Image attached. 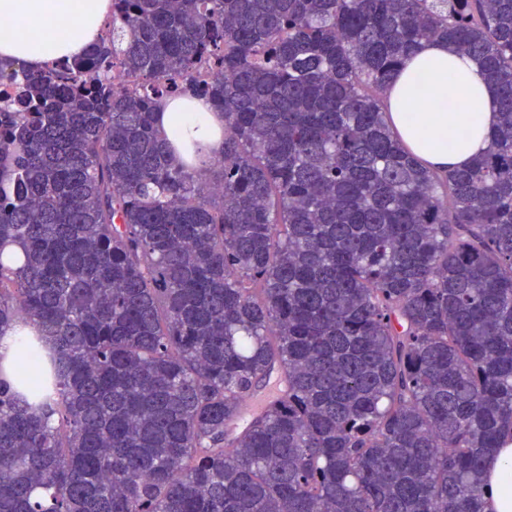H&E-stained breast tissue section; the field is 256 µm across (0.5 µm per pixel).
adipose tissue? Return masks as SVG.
I'll list each match as a JSON object with an SVG mask.
<instances>
[{
    "label": "adipose tissue",
    "instance_id": "ef3b65f1",
    "mask_svg": "<svg viewBox=\"0 0 512 512\" xmlns=\"http://www.w3.org/2000/svg\"><path fill=\"white\" fill-rule=\"evenodd\" d=\"M111 0H0V57L42 69L81 55L97 40ZM389 121L413 154L434 168L465 167L486 149L498 122L496 91L478 66L442 42L422 43L391 90ZM197 128L219 145L224 118L196 99L162 101L157 126ZM484 512H512V444L483 463Z\"/></svg>",
    "mask_w": 512,
    "mask_h": 512
}]
</instances>
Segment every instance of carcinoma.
Instances as JSON below:
<instances>
[{"label": "carcinoma", "instance_id": "cac0c4a2", "mask_svg": "<svg viewBox=\"0 0 512 512\" xmlns=\"http://www.w3.org/2000/svg\"><path fill=\"white\" fill-rule=\"evenodd\" d=\"M430 39L498 91L466 169L384 119ZM4 77L0 339L36 335L0 365V512H484L512 443V0H112L83 55ZM186 93L224 116L200 172L156 129Z\"/></svg>", "mask_w": 512, "mask_h": 512}]
</instances>
